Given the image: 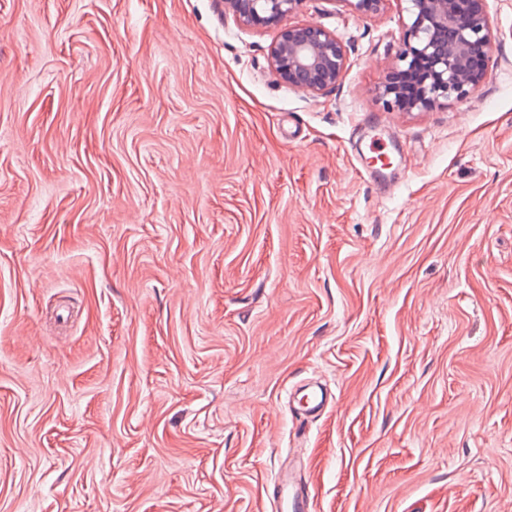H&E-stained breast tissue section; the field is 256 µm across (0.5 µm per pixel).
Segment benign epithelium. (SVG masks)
Returning a JSON list of instances; mask_svg holds the SVG:
<instances>
[{
	"label": "benign epithelium",
	"instance_id": "7a95c632",
	"mask_svg": "<svg viewBox=\"0 0 512 512\" xmlns=\"http://www.w3.org/2000/svg\"><path fill=\"white\" fill-rule=\"evenodd\" d=\"M403 66L382 86L388 107L398 106L401 76L414 87L411 109L427 110L440 100L463 97L480 87L495 35L486 0H407ZM301 0H224L225 9L244 25L271 24L293 12ZM270 61L288 85L318 95L335 85L347 66V52L335 34L321 27L283 29L270 49Z\"/></svg>",
	"mask_w": 512,
	"mask_h": 512
}]
</instances>
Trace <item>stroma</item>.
<instances>
[{
	"mask_svg": "<svg viewBox=\"0 0 512 512\" xmlns=\"http://www.w3.org/2000/svg\"><path fill=\"white\" fill-rule=\"evenodd\" d=\"M406 8L0 0V512H268L293 461L312 512H512V0L412 112ZM291 25L347 50L324 94ZM301 0H225L224 6L244 25L271 24L293 12ZM269 56L283 81L311 95L334 86L348 60L346 49L335 34L311 25L283 29Z\"/></svg>",
	"mask_w": 512,
	"mask_h": 512,
	"instance_id": "1",
	"label": "stroma"
}]
</instances>
